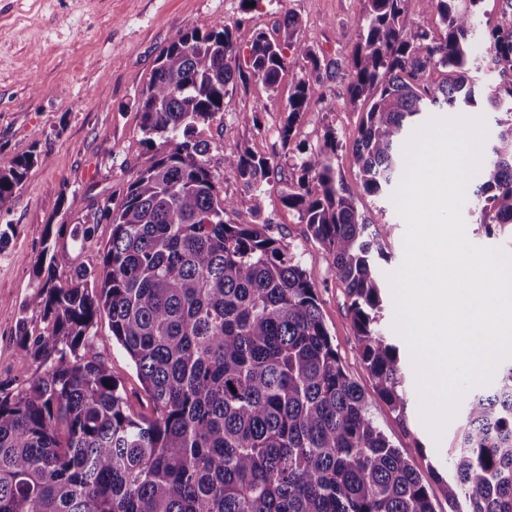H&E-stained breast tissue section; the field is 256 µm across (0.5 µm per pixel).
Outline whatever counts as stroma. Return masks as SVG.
Here are the masks:
<instances>
[{"label": "stroma", "instance_id": "stroma-1", "mask_svg": "<svg viewBox=\"0 0 512 512\" xmlns=\"http://www.w3.org/2000/svg\"><path fill=\"white\" fill-rule=\"evenodd\" d=\"M365 0H0V157L34 153L44 157L13 201L0 208V389L14 393L44 377L47 368L23 358L19 325L42 331L39 308L29 298L42 284L37 263L48 265L55 285L76 269L99 271L100 253L112 232L95 225L91 239L73 241L70 231L123 187L153 157L162 142L147 145L140 128L137 99L159 54L173 41L209 18L223 20L241 57H248L256 33L282 40L286 14L300 22L299 40L331 60H345L357 41V23ZM298 65H291L275 94L262 85L235 83L224 99V113L198 131L207 140L209 167L223 194L247 209L250 195L224 164L226 146H240L269 161L262 217L273 224L284 245L300 259L318 291L319 305L332 343L349 375L364 390L372 382L359 354L345 288L330 274L328 253L310 236L297 211L282 200L285 178L294 176L302 150L317 147L327 132L341 146L334 165L354 194L359 210L376 224L392 225L382 241L385 273L395 272L404 256L406 225L391 197L366 195L353 164L352 145L362 114L346 104L345 82L324 78L320 100L312 102L295 125L290 144L279 130L287 113ZM337 103L322 110V100ZM265 103L259 124L242 122L241 113ZM382 326L399 349L407 397L405 412L368 398L370 413L391 442L414 464L426 485L434 473L450 475L448 461L465 425L456 413L441 438H433L421 420L416 376L409 348L394 328L391 286H384ZM97 353L124 390L134 414L151 416L153 406L135 366L112 336L107 319L91 331Z\"/></svg>", "mask_w": 512, "mask_h": 512}]
</instances>
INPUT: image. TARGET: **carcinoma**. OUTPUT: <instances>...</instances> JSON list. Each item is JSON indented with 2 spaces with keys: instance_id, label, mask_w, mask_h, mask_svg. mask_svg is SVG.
<instances>
[{
  "instance_id": "cac0c4a2",
  "label": "carcinoma",
  "mask_w": 512,
  "mask_h": 512,
  "mask_svg": "<svg viewBox=\"0 0 512 512\" xmlns=\"http://www.w3.org/2000/svg\"><path fill=\"white\" fill-rule=\"evenodd\" d=\"M366 2L344 62L296 40L291 14L283 42L258 34L244 66L221 19L203 21L161 53L137 106L145 142L158 137L166 151L117 203L73 227L83 244L93 225H112L100 275L79 268L66 286L43 285L29 304L40 308L46 331L19 325L22 356L48 371L0 396V512H435L433 490L346 372L316 285L261 220L272 166L224 148V162L251 193L240 211L219 198L209 144L195 138L224 112L235 80L275 92L292 47L304 65L283 142L322 75L345 74L348 101L364 113L352 146L361 186L382 197L400 179L402 142L424 114L480 104L493 138L468 182L469 210L489 232L512 226V0H500L491 29L481 25L482 0H425L438 35L407 26L413 0ZM477 42L499 77L482 90ZM339 147L327 132L282 201L331 257L374 394L402 411L398 347L380 327L381 240L393 225L359 211L333 163ZM39 162L34 154L0 158V208ZM103 316L153 403L149 418L130 412L94 352L90 331ZM460 406L466 426L450 460L453 478L435 473L448 512H512V361Z\"/></svg>"
}]
</instances>
